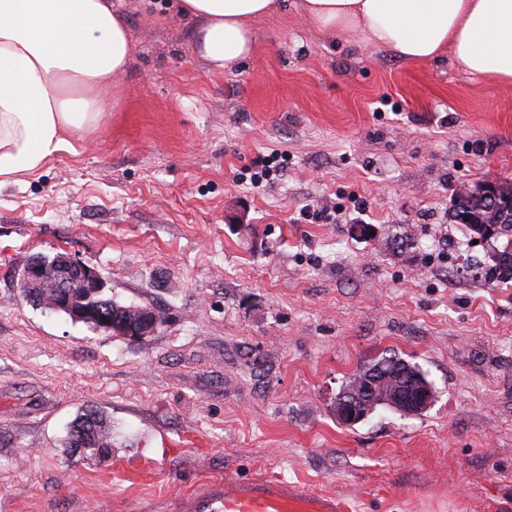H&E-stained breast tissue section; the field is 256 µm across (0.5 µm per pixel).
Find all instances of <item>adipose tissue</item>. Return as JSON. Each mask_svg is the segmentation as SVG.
<instances>
[{
  "label": "adipose tissue",
  "mask_w": 512,
  "mask_h": 512,
  "mask_svg": "<svg viewBox=\"0 0 512 512\" xmlns=\"http://www.w3.org/2000/svg\"><path fill=\"white\" fill-rule=\"evenodd\" d=\"M198 23L194 48L220 71L253 50V24L279 0H179ZM312 25L409 62L453 64L512 84V0H298ZM133 38L121 0H0V186L38 173L70 134L96 129L107 107L88 89L117 83Z\"/></svg>",
  "instance_id": "ef3b65f1"
}]
</instances>
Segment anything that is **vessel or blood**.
<instances>
[{
  "label": "vessel or blood",
  "instance_id": "obj_1",
  "mask_svg": "<svg viewBox=\"0 0 512 512\" xmlns=\"http://www.w3.org/2000/svg\"><path fill=\"white\" fill-rule=\"evenodd\" d=\"M157 473L154 459L142 455L132 463H116L110 475L141 483ZM169 507L171 512H351L347 498L315 493L268 476L209 481L192 491L176 492Z\"/></svg>",
  "mask_w": 512,
  "mask_h": 512
}]
</instances>
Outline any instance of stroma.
<instances>
[{
  "mask_svg": "<svg viewBox=\"0 0 512 512\" xmlns=\"http://www.w3.org/2000/svg\"><path fill=\"white\" fill-rule=\"evenodd\" d=\"M134 34L98 129L0 186V512H165L172 490L268 475L352 512H512V279L503 237L453 218L512 186V86L399 60L285 5L233 71L176 0H123ZM278 172L239 182L271 153ZM70 255L113 300L162 311L133 341L33 306L30 254ZM399 356L435 397L345 425L356 369ZM113 457L169 447L165 481L100 480L66 448L82 413Z\"/></svg>",
  "mask_w": 512,
  "mask_h": 512,
  "instance_id": "obj_1",
  "label": "stroma"
}]
</instances>
